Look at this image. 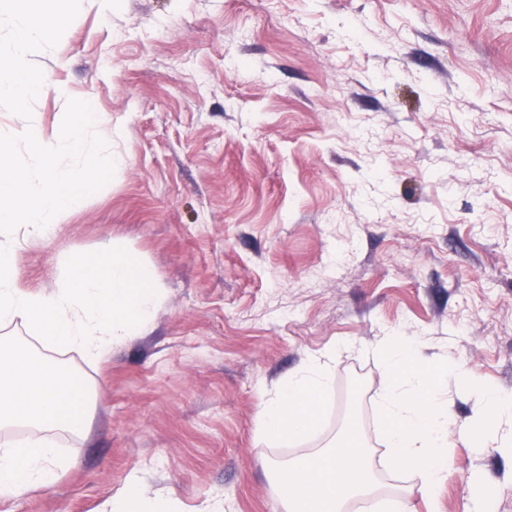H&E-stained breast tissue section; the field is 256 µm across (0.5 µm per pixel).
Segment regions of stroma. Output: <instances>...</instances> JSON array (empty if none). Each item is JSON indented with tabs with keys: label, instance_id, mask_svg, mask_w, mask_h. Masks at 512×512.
I'll use <instances>...</instances> for the list:
<instances>
[{
	"label": "stroma",
	"instance_id": "1",
	"mask_svg": "<svg viewBox=\"0 0 512 512\" xmlns=\"http://www.w3.org/2000/svg\"><path fill=\"white\" fill-rule=\"evenodd\" d=\"M33 61L34 126L66 89L111 122L116 170L20 249L23 283L117 244L162 300L104 361L64 354L88 430L54 433L57 480L0 512H103L133 473L183 512H282L273 464L351 420L379 477L357 512H475L477 473L512 512V455L454 439L430 497L391 469L372 353L395 329L512 393V0H81ZM335 345L318 431L266 444L263 402Z\"/></svg>",
	"mask_w": 512,
	"mask_h": 512
}]
</instances>
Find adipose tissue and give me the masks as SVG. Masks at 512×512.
Wrapping results in <instances>:
<instances>
[{
    "label": "adipose tissue",
    "instance_id": "1",
    "mask_svg": "<svg viewBox=\"0 0 512 512\" xmlns=\"http://www.w3.org/2000/svg\"><path fill=\"white\" fill-rule=\"evenodd\" d=\"M336 354L309 358L299 373L284 381L260 412L261 431L270 443L297 442L317 427L321 396ZM283 490V512H343L347 499L372 495L376 478L358 431L345 428L335 448L290 466H277ZM107 512H178L177 503L148 497L137 478H130L107 506Z\"/></svg>",
    "mask_w": 512,
    "mask_h": 512
}]
</instances>
